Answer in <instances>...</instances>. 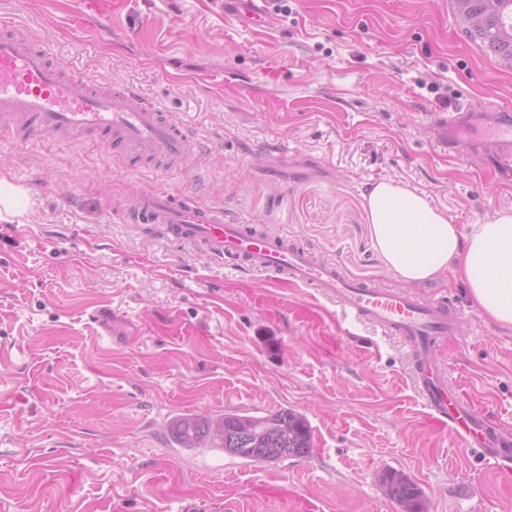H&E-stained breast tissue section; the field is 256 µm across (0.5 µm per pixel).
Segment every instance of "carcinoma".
I'll return each mask as SVG.
<instances>
[{
    "instance_id": "1",
    "label": "carcinoma",
    "mask_w": 512,
    "mask_h": 512,
    "mask_svg": "<svg viewBox=\"0 0 512 512\" xmlns=\"http://www.w3.org/2000/svg\"><path fill=\"white\" fill-rule=\"evenodd\" d=\"M458 28L498 65L512 70V0H453ZM169 432L183 448H221L252 462L304 458L313 436L304 416L290 409L264 416L226 413L213 418L185 415L169 423ZM381 482L387 494L411 512H423L417 487L397 472H386Z\"/></svg>"
}]
</instances>
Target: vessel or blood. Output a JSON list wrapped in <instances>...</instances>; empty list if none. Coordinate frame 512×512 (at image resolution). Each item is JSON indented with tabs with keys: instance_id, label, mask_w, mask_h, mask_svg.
Listing matches in <instances>:
<instances>
[{
	"instance_id": "vessel-or-blood-1",
	"label": "vessel or blood",
	"mask_w": 512,
	"mask_h": 512,
	"mask_svg": "<svg viewBox=\"0 0 512 512\" xmlns=\"http://www.w3.org/2000/svg\"><path fill=\"white\" fill-rule=\"evenodd\" d=\"M224 13L253 26L276 23L270 0H224ZM432 126L449 154L466 145L472 162L491 166L499 180L512 181V112L468 101L461 111L435 113ZM0 127L47 140L77 142L95 136L112 157L154 163L166 172H186L198 151L187 127L157 102L129 88H100L88 76L50 63L42 43L7 23L0 25ZM123 217L149 230L162 226L172 241L225 266L313 290L335 303L343 318L397 337L410 356L413 383L430 422L450 431L463 447L477 449L504 480H512V466L506 463L512 435L448 383L437 360L439 347L455 335L464 317L454 301L353 280L338 262L315 258L288 236L258 231L225 217L223 206L205 205L164 187L137 193ZM115 317L107 304L95 305L87 314L98 335L114 344L120 341L113 332Z\"/></svg>"
}]
</instances>
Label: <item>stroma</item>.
Returning a JSON list of instances; mask_svg holds the SVG:
<instances>
[{"label": "stroma", "instance_id": "obj_1", "mask_svg": "<svg viewBox=\"0 0 512 512\" xmlns=\"http://www.w3.org/2000/svg\"><path fill=\"white\" fill-rule=\"evenodd\" d=\"M2 16L55 64L157 101L201 149L190 174L167 175L92 139L0 133V176L33 201L23 224L0 223V512H175L186 498L401 512L380 482L388 470L421 488L424 512H512V483L430 424L398 342L117 215L163 185L396 285L371 242L367 185L417 188L456 224L512 208V185L449 156L430 130L465 97L512 108V71L466 39L449 0H293L254 30L227 21L221 0H0ZM417 292L464 309L437 358L512 431V326L481 316L455 280ZM98 303L141 334L98 339L83 316ZM280 409L307 419L309 456L250 462L168 431L185 414Z\"/></svg>", "mask_w": 512, "mask_h": 512}]
</instances>
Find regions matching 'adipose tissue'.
Returning a JSON list of instances; mask_svg holds the SVG:
<instances>
[{
	"label": "adipose tissue",
	"instance_id": "ef3b65f1",
	"mask_svg": "<svg viewBox=\"0 0 512 512\" xmlns=\"http://www.w3.org/2000/svg\"><path fill=\"white\" fill-rule=\"evenodd\" d=\"M363 198L373 246L390 274L408 285L453 277L482 316L512 325V210L455 224L423 193L390 179L369 185Z\"/></svg>",
	"mask_w": 512,
	"mask_h": 512
}]
</instances>
